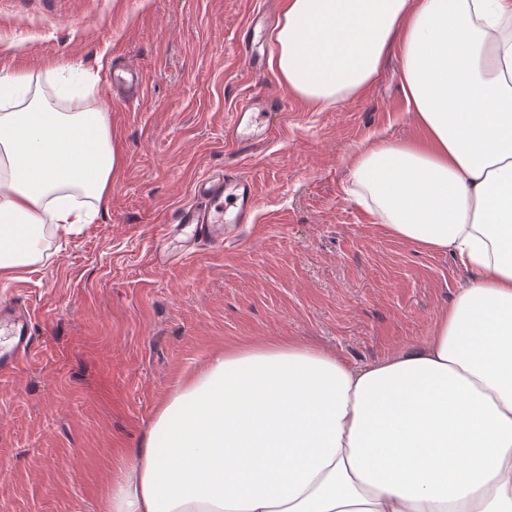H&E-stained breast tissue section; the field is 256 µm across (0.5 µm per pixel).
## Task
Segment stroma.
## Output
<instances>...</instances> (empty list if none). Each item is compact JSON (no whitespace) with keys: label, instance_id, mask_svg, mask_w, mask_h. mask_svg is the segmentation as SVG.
Returning a JSON list of instances; mask_svg holds the SVG:
<instances>
[{"label":"stroma","instance_id":"1","mask_svg":"<svg viewBox=\"0 0 512 512\" xmlns=\"http://www.w3.org/2000/svg\"><path fill=\"white\" fill-rule=\"evenodd\" d=\"M264 0H0V76L51 98L78 66L92 94L118 59L138 100L107 105L123 163L111 201L42 261L0 281L34 311V343L0 379V512H99L124 449L165 396L224 345L294 337L349 363L428 340L468 270L372 223L346 192L351 155L418 137L390 54L357 98L315 108L252 67L240 39ZM277 114L248 148L224 129L248 98ZM231 168L257 204L235 242L157 264L168 224L202 174Z\"/></svg>","mask_w":512,"mask_h":512}]
</instances>
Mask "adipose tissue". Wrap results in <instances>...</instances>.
<instances>
[{
  "mask_svg": "<svg viewBox=\"0 0 512 512\" xmlns=\"http://www.w3.org/2000/svg\"><path fill=\"white\" fill-rule=\"evenodd\" d=\"M269 69L327 108L398 52L421 136L377 139L348 192L474 273L431 336L363 366L281 337L225 346L127 449L101 512H512V0H283ZM0 77V279L106 205L108 114Z\"/></svg>",
  "mask_w": 512,
  "mask_h": 512,
  "instance_id": "obj_1",
  "label": "adipose tissue"
}]
</instances>
